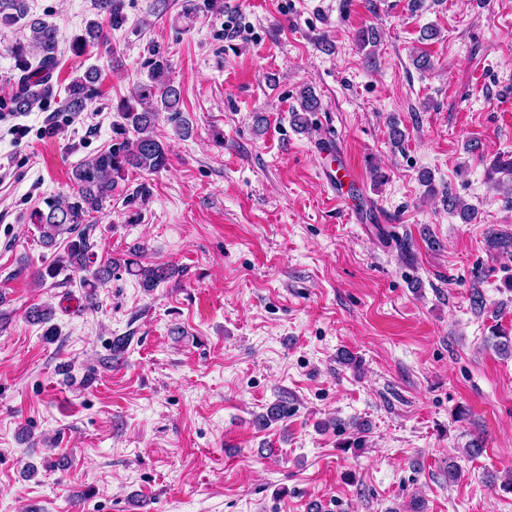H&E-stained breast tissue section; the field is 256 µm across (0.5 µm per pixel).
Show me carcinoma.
Masks as SVG:
<instances>
[{"instance_id":"obj_1","label":"carcinoma","mask_w":512,"mask_h":512,"mask_svg":"<svg viewBox=\"0 0 512 512\" xmlns=\"http://www.w3.org/2000/svg\"><path fill=\"white\" fill-rule=\"evenodd\" d=\"M97 8L104 14V22L91 21L85 33L76 37L72 50L79 54L91 45L104 48L112 56L114 48L107 39L104 26L118 28L125 23L121 0H98ZM26 16L24 0H0V25L10 26ZM32 33L27 43L17 42L8 47L9 54L16 61L19 74L16 89L11 100L13 111L30 112L56 96L53 74L58 66V30L56 25L45 20H33L29 24ZM171 66L160 54H154L150 61L149 82L136 86L131 100H124L118 107L124 123L116 129L117 138L107 149L78 163L71 172L77 187L74 195L66 199L46 198L44 207L31 213V221L40 232L44 247H57L62 237H67L62 252L52 262L32 273L33 279L42 285L54 280L64 272H91V278L82 279L83 287L95 291L112 280V271L121 267L139 278L142 287L153 289L171 278L172 268L165 265L143 266L134 260H120L109 257L97 261L93 251L91 232L95 214L101 212L104 204L112 199V192L119 181L125 179L130 170L153 173L168 165V153L162 142L154 138L151 130L159 119L160 112L171 113L170 119L178 122L180 132L190 134L189 124L180 119V91L170 78ZM98 81V71L91 69L83 77L72 81L64 88L66 108L70 112H82L92 99ZM299 109L293 111V124L304 129L305 112H316L321 102L309 86L302 87L297 94ZM134 137H128L129 132ZM448 210L460 215L463 223L475 219V209L464 203L451 191L445 192ZM489 248L512 255V236L498 233L488 239Z\"/></svg>"}]
</instances>
